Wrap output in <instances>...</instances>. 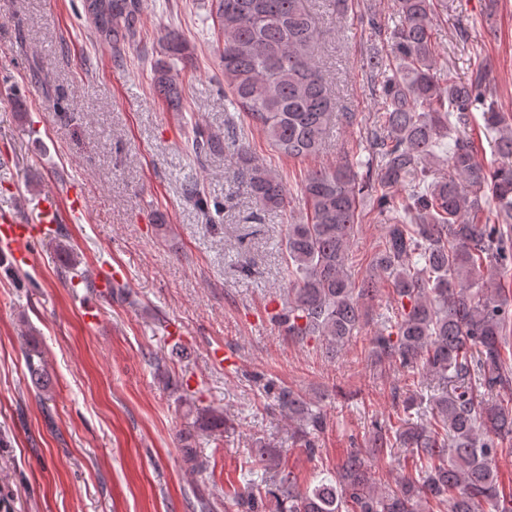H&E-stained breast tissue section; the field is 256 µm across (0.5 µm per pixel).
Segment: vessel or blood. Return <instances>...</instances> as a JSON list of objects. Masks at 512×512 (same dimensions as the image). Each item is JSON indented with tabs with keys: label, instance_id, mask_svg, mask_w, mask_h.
Segmentation results:
<instances>
[{
	"label": "vessel or blood",
	"instance_id": "obj_1",
	"mask_svg": "<svg viewBox=\"0 0 512 512\" xmlns=\"http://www.w3.org/2000/svg\"><path fill=\"white\" fill-rule=\"evenodd\" d=\"M62 213L56 196L43 195L36 223L23 221L17 213L0 211V242L16 263L27 262L35 242L52 239Z\"/></svg>",
	"mask_w": 512,
	"mask_h": 512
}]
</instances>
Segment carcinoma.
<instances>
[{"mask_svg": "<svg viewBox=\"0 0 512 512\" xmlns=\"http://www.w3.org/2000/svg\"><path fill=\"white\" fill-rule=\"evenodd\" d=\"M96 35L116 55L139 32L143 0H80ZM398 21L368 25L384 49L367 59L379 79L382 111L366 141L367 156L344 158L310 173L301 185L305 218L288 225L281 242L293 287L272 319L299 342L322 340L331 354L362 322V304L388 275L396 310L371 339V356L388 360L422 385H442L418 422L377 428L371 454L400 447L411 472L393 489L377 486L369 458L350 450L336 474L300 488L282 458L255 442L265 494L279 512H512V484L499 460L512 456V291L495 279L512 271V115L487 81L482 58L467 80L438 66L432 0H394ZM224 101L240 122L258 127L282 155L317 153L337 118L336 103L317 59L319 19L303 0H211ZM153 69L154 89L178 110L183 86L175 65H192L194 49L176 33L163 40ZM482 113L497 133L505 163L487 167L466 133L468 114ZM191 151L201 161L227 153L234 184L262 211L285 207L286 185L256 158L235 125L220 137L196 129ZM185 197L205 223L224 204L188 182ZM386 225L371 270L355 280L347 251L365 219L364 208ZM25 364L37 392L48 390L43 352L32 345ZM277 406L301 446L313 449L328 427L326 415L301 393L279 389ZM194 428L208 435L232 426L213 409H194ZM261 494L239 496L237 512H259Z\"/></svg>", "mask_w": 512, "mask_h": 512, "instance_id": "obj_1", "label": "carcinoma"}]
</instances>
